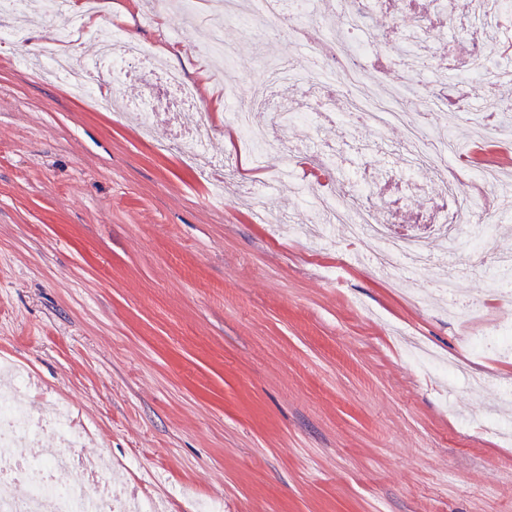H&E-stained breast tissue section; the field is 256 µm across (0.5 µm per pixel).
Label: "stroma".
Masks as SVG:
<instances>
[{"mask_svg": "<svg viewBox=\"0 0 512 512\" xmlns=\"http://www.w3.org/2000/svg\"><path fill=\"white\" fill-rule=\"evenodd\" d=\"M310 41L276 24L244 28L254 13L223 19L224 0H97L100 24L69 54L93 59L119 26L197 87L199 112H171L149 80L94 76L103 103L40 76L25 59L58 23L11 19L21 37L0 44V357L18 365L39 401L75 417L68 439L40 447L108 461L106 474L155 503L156 512H512V359L471 354L466 342L512 319V295L490 293L493 274L431 239L429 265L397 282L368 261L371 242L344 225L297 237L302 203L317 182L341 184L354 154L400 198L405 217L428 209L440 182L426 171L408 188L396 163L406 124L481 145L450 166L497 170L512 187V139L492 128L500 91L466 78L448 97L473 118L410 99L403 123L294 125L265 170H254L222 107L220 65L204 46L223 25L236 49L241 93L266 66L302 65L319 46L318 23L342 26L332 0H315ZM413 9L377 15L367 58L370 95L386 99L407 77L392 49ZM468 25L426 45L430 65L463 68ZM298 112L349 109L321 87L287 89ZM206 117L202 174L185 141ZM329 165L311 171L315 151ZM284 165L294 179L250 195L247 182ZM283 217L275 229L259 212ZM457 276L469 309L453 310L437 278Z\"/></svg>", "mask_w": 512, "mask_h": 512, "instance_id": "1", "label": "stroma"}]
</instances>
